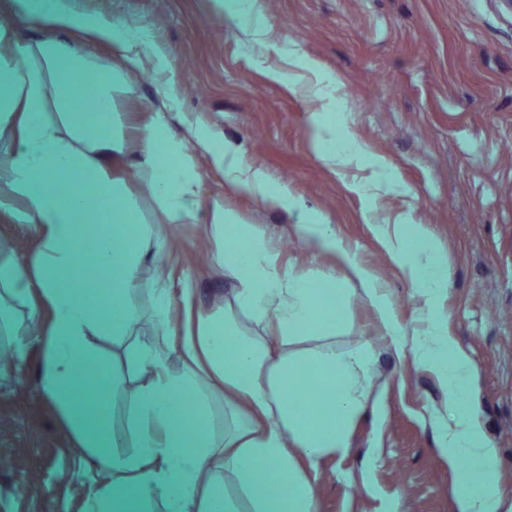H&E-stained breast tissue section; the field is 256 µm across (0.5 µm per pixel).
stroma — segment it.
<instances>
[{
	"instance_id": "1",
	"label": "stroma",
	"mask_w": 512,
	"mask_h": 512,
	"mask_svg": "<svg viewBox=\"0 0 512 512\" xmlns=\"http://www.w3.org/2000/svg\"><path fill=\"white\" fill-rule=\"evenodd\" d=\"M64 4L144 28L157 46L163 67L137 75L121 104L128 127L147 123L172 87L174 133L208 129L292 201L280 209L238 193L197 155L198 219L155 239L166 260L145 268L135 303L149 309L161 277L175 291L190 280L195 309H223L219 245L198 233L218 205L255 228L281 269L334 275L345 304L337 348L372 344L380 407L354 424L348 455L323 464L321 512H455L435 432L448 393L392 344L367 294L378 288L394 320L427 332L423 301L390 253L399 224L425 230L448 263L435 306L473 361L480 422L512 486V12L501 0H264V45L246 44L218 0ZM304 213L335 250L303 234ZM40 361L28 347L0 376V457L13 461L0 469V512H85L102 475L40 394Z\"/></svg>"
}]
</instances>
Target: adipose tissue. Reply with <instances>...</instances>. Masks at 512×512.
Segmentation results:
<instances>
[{
    "label": "adipose tissue",
    "instance_id": "adipose-tissue-1",
    "mask_svg": "<svg viewBox=\"0 0 512 512\" xmlns=\"http://www.w3.org/2000/svg\"><path fill=\"white\" fill-rule=\"evenodd\" d=\"M223 7L225 20L264 40L259 0H223ZM9 12L51 33L20 44L12 28L0 26V207L21 200L18 219L39 229L25 259L0 258V334L18 335L16 305L27 306L26 322L37 320L32 295L50 307L37 337L38 388L108 476L92 512H147L157 499L165 512H319L317 476L326 458L350 450L351 428L370 405L376 357L367 343L336 350L341 289L317 268L303 278L280 270L261 236L218 208L212 231L224 249L217 261L232 283L223 311L192 313L191 284L176 300L157 283L149 318L171 341L164 348L139 340L142 314L132 295L156 231L142 224L112 161L136 156L138 178L171 224L196 219L200 150L237 189L283 208L288 197L258 170L242 168L206 130L172 134L168 113L126 135L118 104L132 90V74L159 59L146 33L73 13L62 0H10ZM71 30L114 45L122 67L78 54L63 37ZM83 102L101 122L79 112ZM391 254L416 295L429 301L445 287L448 266L423 230ZM429 321L430 339L410 346L448 391V417L436 429L456 474L455 510L512 512L498 450L471 398L472 361L438 313ZM101 337L117 344L112 356L97 346ZM112 360L129 375L117 428L86 403L91 371Z\"/></svg>",
    "mask_w": 512,
    "mask_h": 512
}]
</instances>
